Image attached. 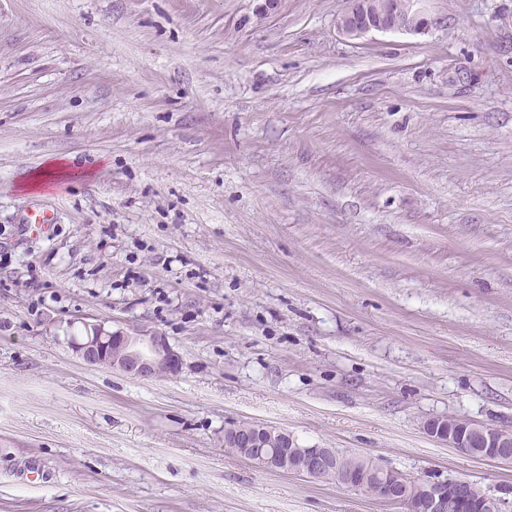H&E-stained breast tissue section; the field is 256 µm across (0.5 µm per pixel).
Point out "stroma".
I'll use <instances>...</instances> for the list:
<instances>
[{"label": "stroma", "instance_id": "obj_1", "mask_svg": "<svg viewBox=\"0 0 512 512\" xmlns=\"http://www.w3.org/2000/svg\"><path fill=\"white\" fill-rule=\"evenodd\" d=\"M263 4L0 0V512H402L228 452L242 421L512 487L427 431L512 428V0L360 39ZM88 322L178 373L88 365ZM23 224L28 227H35L42 230L43 233H49L56 224V214L54 209L48 207H34L26 213Z\"/></svg>", "mask_w": 512, "mask_h": 512}]
</instances>
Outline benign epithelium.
<instances>
[{
  "label": "benign epithelium",
  "mask_w": 512,
  "mask_h": 512,
  "mask_svg": "<svg viewBox=\"0 0 512 512\" xmlns=\"http://www.w3.org/2000/svg\"><path fill=\"white\" fill-rule=\"evenodd\" d=\"M340 31L349 38L359 39L370 32L404 31L421 35L440 26L436 17L428 15L420 0H389L377 9V0H348V7L337 22ZM85 336L76 343V351L92 366H106L133 378H158L176 373L180 357L166 337L158 333H124L107 331L99 324H84ZM429 433L452 448L471 447V437L480 435L482 447L476 453L496 461L511 460L507 449L512 447V434L497 431L482 424L463 428L448 425L435 427ZM301 466L316 475L331 474L347 487L355 488L356 477L348 469L336 467L328 453L316 450L304 457ZM412 512H447L448 496L435 489L411 505Z\"/></svg>",
  "instance_id": "7a95c632"
}]
</instances>
